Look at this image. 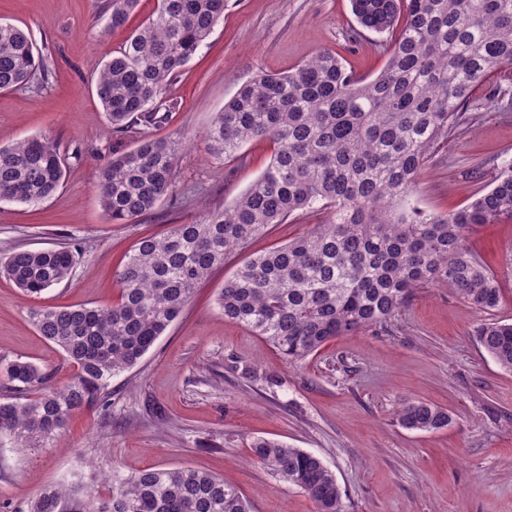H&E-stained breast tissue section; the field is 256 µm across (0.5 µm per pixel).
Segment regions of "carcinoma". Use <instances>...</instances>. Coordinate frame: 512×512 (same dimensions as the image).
Listing matches in <instances>:
<instances>
[{
	"label": "carcinoma",
	"mask_w": 512,
	"mask_h": 512,
	"mask_svg": "<svg viewBox=\"0 0 512 512\" xmlns=\"http://www.w3.org/2000/svg\"><path fill=\"white\" fill-rule=\"evenodd\" d=\"M138 0H106L105 30L124 26ZM225 0H157L154 13L107 59L96 95L114 133L166 120V87L180 74L224 15ZM358 23L388 32L385 67L374 78L346 71L331 52L283 76L257 73L224 104L204 139L216 161L252 139L273 147L263 173L228 207L192 224H173L140 239L117 274L109 306L31 307L35 331L74 367L57 389L36 364L0 359V377L14 396L0 399V435L17 448H47L76 412L102 402L112 377L134 368L179 317L197 286L243 249L299 211H327L303 236L247 257L224 281V319L298 363L327 342L383 325L425 286H450L483 311L501 297L498 276L466 244L467 229L512 219V165L493 187L452 213L394 210L418 188L437 144L462 124L473 89L495 66L512 65V0H351ZM40 56L22 29L0 22V90L31 82ZM180 136L138 138L101 170L99 202L114 224H129L174 200ZM67 158L39 135L0 147V202L38 204L54 197ZM75 247L16 248L0 274L27 297L70 278ZM480 347L512 373V322L474 327ZM448 412L406 403L399 423L432 431ZM253 462L300 488L314 512H343L333 472L315 455L256 439ZM24 512H249L224 479L191 468L145 470L115 477L108 495L82 479L43 487Z\"/></svg>",
	"instance_id": "1"
}]
</instances>
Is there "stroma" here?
<instances>
[{
	"label": "stroma",
	"instance_id": "35a3bbf8",
	"mask_svg": "<svg viewBox=\"0 0 512 512\" xmlns=\"http://www.w3.org/2000/svg\"><path fill=\"white\" fill-rule=\"evenodd\" d=\"M99 0H0V21L24 30L47 79L0 92V145L52 135L71 161L52 199L0 203V256L78 245L71 278L31 299L0 277V357H25L66 386L74 369L38 336L28 310L111 304L116 273L142 237L201 220L231 205L268 165L272 147L255 139L224 162L208 158L203 136L217 112L257 72L285 74L318 53L335 52L346 69L374 78L390 36L359 26L350 0H227L222 20L168 86L166 120L145 127L155 138L192 139L176 163L177 206L159 205L131 224L103 212L97 184L112 154L133 147L113 135L94 91L98 63L117 51L155 10L140 0L124 27L105 31ZM512 97V67H495L478 85L467 120L434 150L413 203L430 213L469 205L512 162V109L485 107ZM326 215L297 214L245 249L197 288L192 301L133 369L112 378L106 404L72 416L51 447L23 450L0 436V512H23L40 488L81 476L103 485L117 472L191 466L239 490L251 512H313L299 488L252 464L250 444L265 438L304 449L333 472L344 512H512V373L475 342L490 320L512 322V221L467 234L472 252L501 275L498 307L482 311L452 289H418L388 324L340 336L298 365L261 337L225 320L216 297L238 264L272 244L302 236ZM446 409L448 427L402 428L404 402Z\"/></svg>",
	"mask_w": 512,
	"mask_h": 512
}]
</instances>
